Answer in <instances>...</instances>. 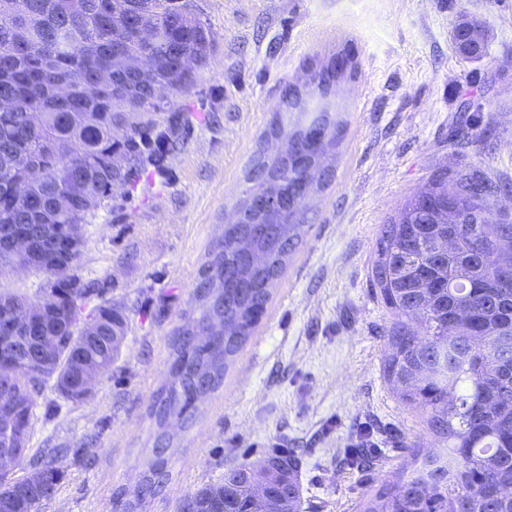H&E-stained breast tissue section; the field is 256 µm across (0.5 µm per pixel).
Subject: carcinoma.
Instances as JSON below:
<instances>
[{"label": "carcinoma", "mask_w": 512, "mask_h": 512, "mask_svg": "<svg viewBox=\"0 0 512 512\" xmlns=\"http://www.w3.org/2000/svg\"><path fill=\"white\" fill-rule=\"evenodd\" d=\"M83 12L71 14L67 0H27L21 14L0 11V86L8 89L10 105L0 109V222L6 224H87L112 199L113 186L136 188L150 167L161 168L165 153L184 142L189 116L177 117L166 130H157L154 115L167 94L192 83V75L176 74L180 59L191 56L208 63L214 43L200 17L187 11L185 0H146L152 10L157 38L143 40L136 29L112 31V7L128 0H88ZM123 48L153 60L151 80L131 88L103 87L101 74L112 65V53ZM285 111L306 115L289 135L311 139L326 132L323 147L310 146L268 160L256 153L245 182L276 180L277 188L298 202L296 209L277 214L274 237L258 239L271 264L252 273V289L224 310V294L210 288L221 275L242 266L238 243L247 225L224 228V247L210 249L202 263L194 292V306L171 336L168 384L149 406L157 427L154 458L141 474L146 493L162 495L170 473L165 449L172 438L164 427L175 418L187 425L196 419L194 392L198 381L210 382L216 392L224 373L255 327L287 264L305 225L303 201L310 190L314 162L336 149L342 121L320 110L313 116L309 103L286 96ZM126 132L115 136L117 129ZM16 155H32L42 169L32 183V198L15 199L9 185L27 178L12 166ZM125 167L112 171V157ZM80 179L86 198L65 208L56 206L69 183ZM501 186L472 173L435 180L414 195L398 215L384 225L371 265V287L395 316L383 363L386 379L400 388V399L426 414L432 430L448 442L440 458L412 460V470L393 483L381 484L361 504V512H512V497L498 494L512 485V281L501 277L512 269V224L486 232L481 213ZM432 209L451 204L452 224H415L418 205ZM448 235L457 252L448 263L433 267L428 261L431 241ZM80 258L69 259L72 274L66 285L75 302L70 319L52 322L64 337L59 364L68 369L86 316L105 319V326L121 336L128 318L102 299L78 273ZM224 314L229 335L206 342L208 323ZM48 380L37 383L15 379L17 400L8 415L0 414V448L12 443L13 426L32 425L38 399ZM299 461L286 453H271L256 462L224 469V480L186 494L178 512H252L261 500L266 512H300L302 486ZM41 484L15 474L0 477V512H43L54 497L63 471L58 459L40 463Z\"/></svg>", "instance_id": "1"}]
</instances>
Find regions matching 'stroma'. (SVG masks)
<instances>
[{
    "label": "stroma",
    "instance_id": "obj_1",
    "mask_svg": "<svg viewBox=\"0 0 512 512\" xmlns=\"http://www.w3.org/2000/svg\"><path fill=\"white\" fill-rule=\"evenodd\" d=\"M214 54L170 96L197 119L163 173L115 190L84 230L80 274L129 318L127 338L79 402L46 387L34 451L59 448L63 477L44 512H112L153 457V396L169 379V339L192 304L198 271L246 188L244 175L283 101L332 57L353 61L331 104L345 121L331 184L307 202L305 233L253 335L176 430L163 496L176 512L195 488L272 450L301 462L302 512H359L361 502L445 443L383 374L393 323L369 276L384 224L439 177L475 171L512 186V0H193ZM487 30L464 58L451 31ZM371 467L353 466L358 453Z\"/></svg>",
    "mask_w": 512,
    "mask_h": 512
}]
</instances>
